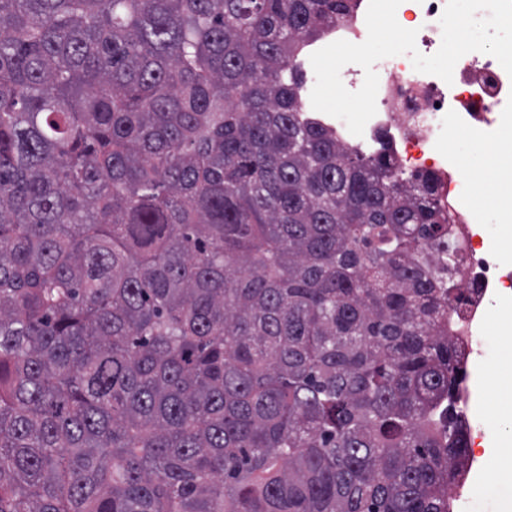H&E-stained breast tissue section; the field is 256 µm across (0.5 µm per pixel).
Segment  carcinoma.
Segmentation results:
<instances>
[{
  "label": "carcinoma",
  "instance_id": "obj_1",
  "mask_svg": "<svg viewBox=\"0 0 512 512\" xmlns=\"http://www.w3.org/2000/svg\"><path fill=\"white\" fill-rule=\"evenodd\" d=\"M356 0H0V512H452L431 173L342 144ZM369 0H359L357 11L350 18L343 19L336 22L326 34L327 38L322 43L316 45L310 53L305 56L301 62V68L308 74L307 83H312L304 88V100L311 105L310 94L315 83V74L310 63V55L316 50L337 40H346L354 44L362 43L366 40L368 31L365 22L366 11L368 8ZM308 92V95H307Z\"/></svg>",
  "mask_w": 512,
  "mask_h": 512
}]
</instances>
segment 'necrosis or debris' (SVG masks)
<instances>
[{"label":"necrosis or debris","instance_id":"1","mask_svg":"<svg viewBox=\"0 0 512 512\" xmlns=\"http://www.w3.org/2000/svg\"><path fill=\"white\" fill-rule=\"evenodd\" d=\"M445 5L446 0H414L396 11L402 27L416 30L422 54L435 53L441 44L439 20ZM375 71L377 112L363 136L352 135L341 122L336 131L342 142L362 152L391 153L406 172L437 176L441 203L448 211V241L464 258L458 278L467 297L465 305L450 312L448 333L461 341L466 361L476 360L485 354L479 329L490 316L491 299L503 280L495 256L472 232L460 192L464 166L446 141L456 130L488 133L500 114L512 109V77L496 58L480 52L458 61L449 84L415 71L406 55L389 58Z\"/></svg>","mask_w":512,"mask_h":512}]
</instances>
